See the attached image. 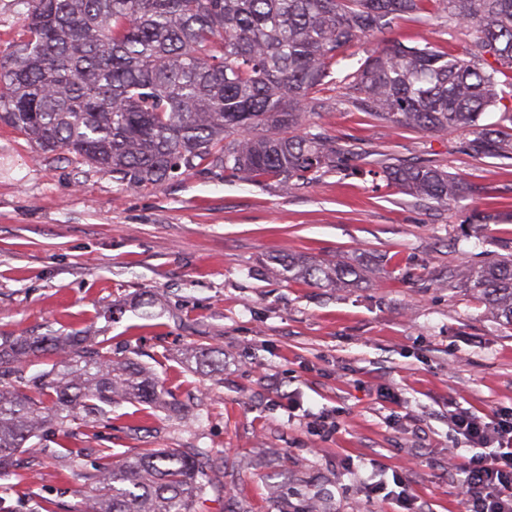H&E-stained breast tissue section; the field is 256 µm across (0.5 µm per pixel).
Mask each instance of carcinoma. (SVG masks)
Here are the masks:
<instances>
[{"mask_svg": "<svg viewBox=\"0 0 512 512\" xmlns=\"http://www.w3.org/2000/svg\"><path fill=\"white\" fill-rule=\"evenodd\" d=\"M22 34L0 58V122L43 154L63 151L130 186L156 184L207 165L228 181L305 187L357 154L306 114L333 108L338 93L391 128L433 135L469 130L476 159L512 155V126L482 125L512 97V0H24ZM470 40L461 55L429 42L390 43L358 66L344 50L407 16L432 14ZM378 175L418 199L448 204L465 178L429 162L382 166ZM292 278L323 287L353 284L369 270L288 260ZM512 327V259L448 273ZM49 358L26 377L22 364ZM201 371L224 370L218 350H195ZM168 404L153 373L112 359L86 331L0 336V479L36 450L47 425L63 439L85 489V512H196L224 495V458L202 448H145L121 464H77L71 425L96 427L112 405Z\"/></svg>", "mask_w": 512, "mask_h": 512, "instance_id": "cac0c4a2", "label": "carcinoma"}]
</instances>
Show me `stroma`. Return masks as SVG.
I'll use <instances>...</instances> for the list:
<instances>
[{"label": "stroma", "instance_id": "35a3bbf8", "mask_svg": "<svg viewBox=\"0 0 512 512\" xmlns=\"http://www.w3.org/2000/svg\"><path fill=\"white\" fill-rule=\"evenodd\" d=\"M424 36L453 54L468 41L406 17L346 54ZM306 122L344 137L363 175L291 190L201 165L135 187L0 123V336L87 328L150 367L183 411L126 404L74 425L75 442L86 466L104 452L209 449L224 459V495L198 512H403L365 495L396 477L426 512H463L452 479L472 451L448 405L483 418L512 406V327L448 272L512 255V158L478 160L467 133L393 131L346 105ZM416 159L474 194L418 203L370 176ZM489 202L496 223H471ZM288 256L372 275L319 288L273 271ZM201 346L223 351L222 372L188 359ZM0 512H84V499L63 459L26 453L0 480Z\"/></svg>", "mask_w": 512, "mask_h": 512}]
</instances>
